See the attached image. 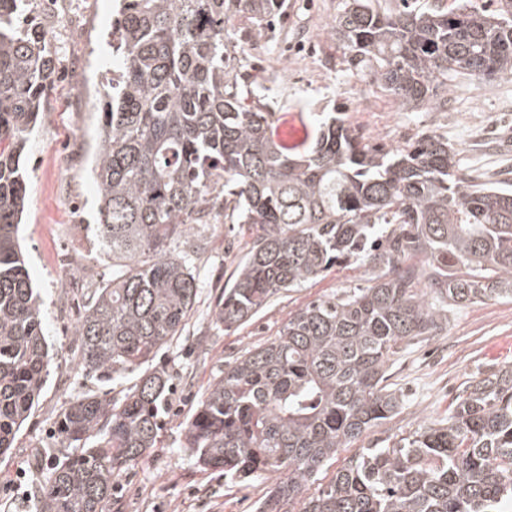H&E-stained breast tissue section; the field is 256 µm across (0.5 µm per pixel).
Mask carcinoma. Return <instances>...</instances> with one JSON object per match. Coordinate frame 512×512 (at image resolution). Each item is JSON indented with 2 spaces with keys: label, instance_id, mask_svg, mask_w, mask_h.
Instances as JSON below:
<instances>
[{
  "label": "carcinoma",
  "instance_id": "cac0c4a2",
  "mask_svg": "<svg viewBox=\"0 0 512 512\" xmlns=\"http://www.w3.org/2000/svg\"><path fill=\"white\" fill-rule=\"evenodd\" d=\"M0 0V456L42 390L49 350L18 225L29 135L56 75L50 32L29 6ZM285 0H120L91 173L94 246L112 281L76 328L81 369L101 382L139 373L121 398L83 394L59 414L64 452L43 473L35 512H110L118 480L156 448L170 375L153 360L198 302L189 266L196 224L251 225L252 241L213 321L248 322L281 291L337 264L372 285L288 313L273 340L225 364L185 427L204 470L233 480L276 473L257 512H508L512 509V364L490 369L448 415L360 448L317 492L308 482L340 448L401 414L389 382L415 339L448 312L512 298V187L460 172L448 139L424 132L394 149L344 120L290 154L275 113L244 104L230 81L224 26H268ZM348 64L407 110L448 106V81L512 76V0L405 4L345 0L332 28Z\"/></svg>",
  "mask_w": 512,
  "mask_h": 512
}]
</instances>
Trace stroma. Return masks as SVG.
Here are the masks:
<instances>
[{
	"label": "stroma",
	"mask_w": 512,
	"mask_h": 512,
	"mask_svg": "<svg viewBox=\"0 0 512 512\" xmlns=\"http://www.w3.org/2000/svg\"><path fill=\"white\" fill-rule=\"evenodd\" d=\"M279 23L260 31L245 17L230 19L224 39L233 58L232 73L253 108L274 112L277 124H301L315 137L328 113L369 139L385 128L384 142L396 147L416 134L432 131L457 144L465 128L449 120L452 112L495 116L487 144L460 154L464 172L480 171L490 182L512 184V77L491 82L457 76L444 112L399 108L346 63L348 51L330 32L344 0H286ZM113 0H54L48 13L50 49L60 76L44 101V112L27 151V202L19 241L40 294L42 326L52 346L47 383L13 448L0 456V512H31L32 492L42 470L51 465L41 449L55 445L52 424L78 393L122 396L135 383L129 375L103 384L86 375L74 359L80 313L98 288L112 279V262L92 247L81 230L92 223L98 187L90 172L96 143L102 76L118 68L108 44ZM311 34L299 67L284 66L277 82L266 67L281 60L283 47L297 31ZM251 239L240 225L221 221L204 232L206 245L191 259L201 287L200 303L181 336L161 356L173 383L171 411L162 420L157 448L118 482L111 512H255L274 475L246 482L202 470L183 447L184 423L226 361L274 338L289 311L370 284L368 272L336 266L305 287L279 293L254 318L227 332L212 321V311ZM512 363V300L487 299L455 308L439 336L411 345L393 368L392 380L407 395L405 410L366 432L356 442L365 448L377 440L405 434L444 416L461 390L489 366Z\"/></svg>",
	"instance_id": "obj_1"
}]
</instances>
